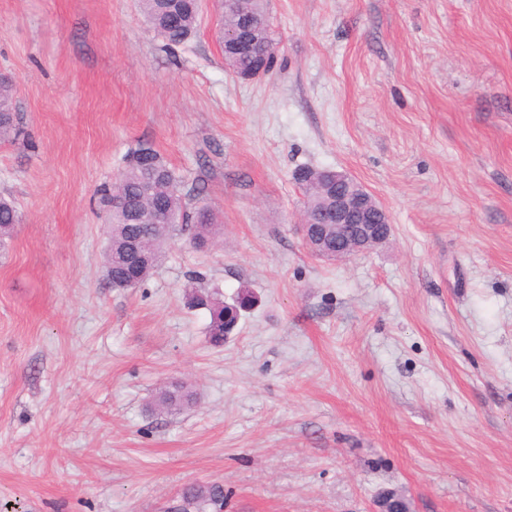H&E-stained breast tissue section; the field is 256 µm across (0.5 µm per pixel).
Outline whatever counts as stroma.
Instances as JSON below:
<instances>
[{"label":"stroma","mask_w":512,"mask_h":512,"mask_svg":"<svg viewBox=\"0 0 512 512\" xmlns=\"http://www.w3.org/2000/svg\"><path fill=\"white\" fill-rule=\"evenodd\" d=\"M278 62L224 68L215 14L167 48L138 0H0V512H512V0H268ZM146 143L204 186L224 243L174 231L105 285L99 190ZM302 166L343 170L389 239L298 228ZM257 304L223 346L189 289ZM174 383L197 401L151 402ZM14 85L9 78L0 79V139L21 133L20 117L15 112ZM20 216L11 200L0 199V241L12 237L15 226L19 224ZM181 512L224 511V487L218 483L194 484L183 492Z\"/></svg>","instance_id":"stroma-1"}]
</instances>
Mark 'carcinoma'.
<instances>
[{
	"mask_svg": "<svg viewBox=\"0 0 512 512\" xmlns=\"http://www.w3.org/2000/svg\"><path fill=\"white\" fill-rule=\"evenodd\" d=\"M220 25L216 32L219 44H224V32L241 30L242 35L252 38L269 67H274L277 56L264 0L250 3L249 17H243L236 9L234 0H222L218 4ZM144 21L169 47L188 43L197 33L201 19L192 0H139ZM225 60L236 74H247L253 69V59L237 54L230 48L223 49ZM21 133L20 117L15 112L14 85L8 78L0 79V139H9ZM119 189L123 198L140 206L146 221L154 220V207L166 208L172 223L189 226L191 241L199 246L210 245L221 234V224L215 210L204 198L203 188L195 186L192 192H182V177L163 157L153 170L148 171L124 158L118 170L116 183L103 187L100 204L106 212L109 226L104 253V265L111 267L112 278L106 283L112 288H133L144 282L161 261L170 239L172 228L159 227L154 232L142 233L141 225L128 223L126 211L115 202L114 190ZM20 216L14 203L0 199V241L12 237ZM142 237V255L127 256L128 245L136 237ZM191 303L209 310L210 322L207 333L210 344L221 346L231 332L232 323L242 312L252 307L253 296L243 291L237 299L227 304L211 294L195 293ZM194 403V394L188 387H166L157 393L155 407L161 413L180 410ZM224 512V487L218 483L194 484L183 492L182 512Z\"/></svg>",
	"mask_w": 512,
	"mask_h": 512,
	"instance_id": "cac0c4a2",
	"label": "carcinoma"
}]
</instances>
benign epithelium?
Returning <instances> with one entry per match:
<instances>
[{"label": "benign epithelium", "instance_id": "obj_1", "mask_svg": "<svg viewBox=\"0 0 512 512\" xmlns=\"http://www.w3.org/2000/svg\"><path fill=\"white\" fill-rule=\"evenodd\" d=\"M322 207L304 210V240L320 254L338 260L360 255L384 243L391 224L384 207L350 175L326 170L319 175Z\"/></svg>", "mask_w": 512, "mask_h": 512}]
</instances>
